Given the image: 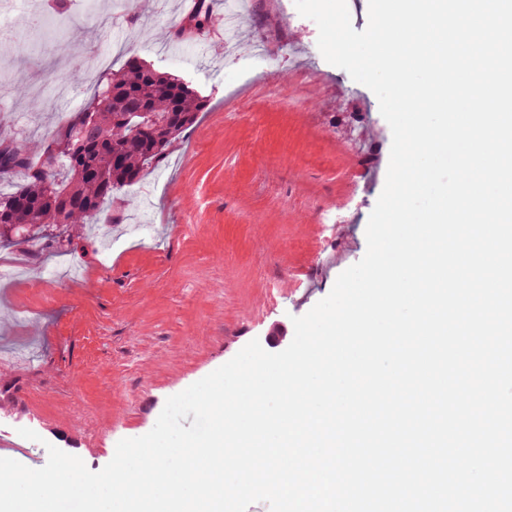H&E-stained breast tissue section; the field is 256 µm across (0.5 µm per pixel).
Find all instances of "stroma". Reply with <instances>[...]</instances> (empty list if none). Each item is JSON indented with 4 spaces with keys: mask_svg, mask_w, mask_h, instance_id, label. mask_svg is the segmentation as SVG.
<instances>
[{
    "mask_svg": "<svg viewBox=\"0 0 512 512\" xmlns=\"http://www.w3.org/2000/svg\"><path fill=\"white\" fill-rule=\"evenodd\" d=\"M231 3L236 34L211 14L180 39L190 0H101L69 52L47 40L0 58V82H46L42 111L0 98V127L20 142L52 137L88 105L101 75L92 49L113 69L141 58L210 101L70 251L0 245V437L22 443L27 467L52 445L100 471L168 397L250 341L287 348L293 317L366 252L392 143L377 97L323 58L313 20L278 23L288 0ZM350 197L346 223L319 222ZM276 322L285 334L273 340ZM24 426L37 440L21 439Z\"/></svg>",
    "mask_w": 512,
    "mask_h": 512,
    "instance_id": "obj_1",
    "label": "stroma"
}]
</instances>
